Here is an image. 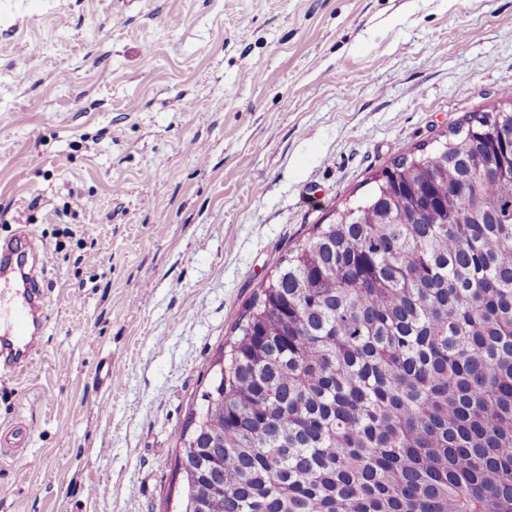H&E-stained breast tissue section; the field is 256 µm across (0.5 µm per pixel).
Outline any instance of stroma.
<instances>
[{
    "label": "stroma",
    "mask_w": 512,
    "mask_h": 512,
    "mask_svg": "<svg viewBox=\"0 0 512 512\" xmlns=\"http://www.w3.org/2000/svg\"><path fill=\"white\" fill-rule=\"evenodd\" d=\"M509 87L512 0H0V240L47 303L0 374V512H181L253 293Z\"/></svg>",
    "instance_id": "stroma-1"
}]
</instances>
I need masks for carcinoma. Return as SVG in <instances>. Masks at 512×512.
I'll list each match as a JSON object with an SVG mask.
<instances>
[{
	"instance_id": "cac0c4a2",
	"label": "carcinoma",
	"mask_w": 512,
	"mask_h": 512,
	"mask_svg": "<svg viewBox=\"0 0 512 512\" xmlns=\"http://www.w3.org/2000/svg\"><path fill=\"white\" fill-rule=\"evenodd\" d=\"M233 333L185 512H512V91L313 225Z\"/></svg>"
}]
</instances>
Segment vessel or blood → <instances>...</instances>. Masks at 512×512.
<instances>
[{"mask_svg":"<svg viewBox=\"0 0 512 512\" xmlns=\"http://www.w3.org/2000/svg\"><path fill=\"white\" fill-rule=\"evenodd\" d=\"M25 259L45 262L28 236L0 244V369L9 372L25 367L38 350L43 299L37 274L18 269Z\"/></svg>","mask_w":512,"mask_h":512,"instance_id":"1","label":"vessel or blood"}]
</instances>
